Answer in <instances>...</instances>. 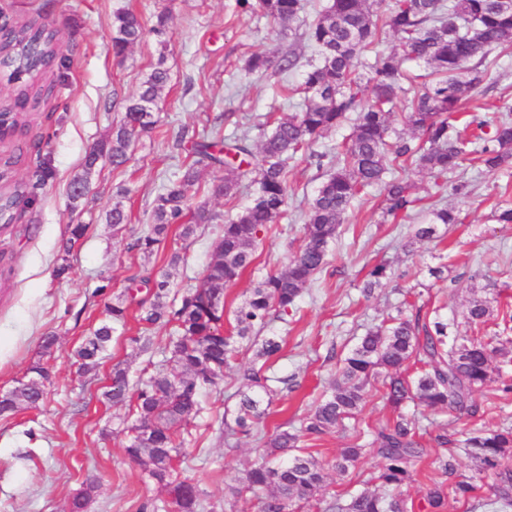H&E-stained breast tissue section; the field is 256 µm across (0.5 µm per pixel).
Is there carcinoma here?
I'll list each match as a JSON object with an SVG mask.
<instances>
[{
    "instance_id": "carcinoma-1",
    "label": "carcinoma",
    "mask_w": 512,
    "mask_h": 512,
    "mask_svg": "<svg viewBox=\"0 0 512 512\" xmlns=\"http://www.w3.org/2000/svg\"><path fill=\"white\" fill-rule=\"evenodd\" d=\"M245 11L258 12L276 26L285 28L297 18L301 0H238ZM373 0H331L309 26L307 39L319 56L309 63L296 91L305 94L304 105L279 118L267 131L259 126L256 145L248 133L234 141L195 139L194 160L183 173L168 180L156 198L152 224L137 237L132 247L143 255L153 254L169 230L181 227L187 239L194 232L186 222L187 197L197 181V167L224 169V181L213 193L231 199L247 179L253 186L252 203L227 213L222 235L205 269L200 287L182 295L180 304L168 302L170 282L148 270L128 278L130 286L106 305V318L77 350L80 370L99 364L112 341L114 326L125 324L132 305L138 321L148 328L173 329L169 337L168 366L130 388L128 367H112L111 389L105 396L118 404L133 402L136 424L124 447L125 455L152 481L164 487L177 512H205L204 494L198 485L182 477L174 465L181 443L179 430L201 412L204 388L224 378L239 351L238 344L250 339L252 330L265 327L271 312H289L306 285L329 265V249L346 220L353 201L365 190L380 187L383 212L394 219L406 217L423 201L415 183L393 175L410 162L427 171L437 191H442L448 174L465 162H478L495 170L512 164V121L488 122L473 118L480 134L476 140L462 138L454 126L455 114L483 81L481 69L489 48L512 47V0H393L387 18L373 10ZM398 37L403 57L428 66L421 86L407 100L406 121L412 136H391L389 118L406 94L401 84V58L391 53L375 62L360 58L380 42L384 29ZM145 33L141 16L120 8L112 18V50L122 56L139 43ZM57 31L45 24L22 25L0 36V67L16 77L31 78L53 71L60 62L56 49ZM170 81L169 71L158 62L141 82L139 90L125 100L119 123L111 136L85 156L84 173L72 179L71 208L77 209L90 194L88 175L100 162L114 168L124 166L137 138L151 131L157 120L155 107ZM356 113L352 135L342 151L331 159L327 153L311 151L323 132L340 126ZM301 156L317 165L328 161L331 172L308 202L303 226V245L279 271L257 281L249 296L234 311V332L224 333V288L234 284L251 265L260 234L281 218L288 208V160ZM26 195L24 185L14 183L0 189V226L12 223L14 209ZM457 218L446 207L434 206L416 230L415 237L432 238L439 224H455ZM85 224L68 225L62 240L64 253H71L84 237ZM387 264L374 265L368 272L366 294L390 278ZM147 289L145 296L137 294ZM493 315L492 301L475 298L466 319L481 325ZM56 339L47 334L41 341L42 358L28 372L42 380L50 377L47 360L54 355ZM250 366L239 371L243 387L230 432L249 434L253 424L269 415L276 389L268 385V363L281 357L282 340L269 336L254 343ZM512 362V339L500 336H455L448 322L432 323L420 315L403 314L370 327L344 358L329 394L322 397L302 419L300 430L278 429L264 442L261 462L245 470L239 485L228 488L224 506L233 508L249 492L257 496L258 512H291L297 502L318 501L326 492L325 465L299 445L300 438L318 439L356 417L364 408L370 387L396 412V417L372 431V451L382 459L378 488L362 489L346 498H336L328 512H408L400 488L418 475V465L428 449L418 437L419 424L401 412L412 401L431 410L448 409L478 415L474 394L499 374L492 365L493 354ZM419 366L418 376L409 379L408 365ZM44 399L41 385L31 380L0 395V415L35 408ZM467 454L480 473L490 479L494 503L512 507V426L483 427L464 441ZM364 453L355 443L342 450L334 468L346 477ZM434 470L449 479L435 481L426 493L425 512H445L448 499L477 498L480 486L456 474L454 456L436 454Z\"/></svg>"
}]
</instances>
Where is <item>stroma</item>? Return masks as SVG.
<instances>
[{"mask_svg":"<svg viewBox=\"0 0 512 512\" xmlns=\"http://www.w3.org/2000/svg\"><path fill=\"white\" fill-rule=\"evenodd\" d=\"M328 4L302 0L296 21L283 35L265 18L242 12L236 0H0V22L52 26L67 60L66 68L41 79L51 93L22 114L14 133L0 139V171L9 181L27 186L12 223L0 230V390L27 379L43 335L57 337L43 403L0 416V512H63L93 477L99 488L87 505L89 512H137L146 503L165 506L166 490L145 480L124 455L127 429L135 422L129 404H112L103 393L116 363L128 365L133 382L162 368L168 357V329L146 332L129 320L114 330L99 366L84 373L75 351L135 271L171 272L175 296L201 285L221 234V215L229 207L247 205L252 191L239 187L230 200L213 195L211 187L221 170H200L187 206L193 211L207 205L213 221L198 224L185 240L170 232L151 258L132 250L167 179L192 161L190 142L179 136L186 131L226 139L246 131L255 137L259 124L299 110L301 97L287 98L277 90L300 82L312 57L303 33ZM127 6L137 9L150 26L159 12H168L172 37L167 46L149 34L124 57H115L112 16ZM255 53L275 58L291 53L298 62L286 73L273 68L251 73L244 63ZM160 63L170 81L156 109L155 128L137 139L125 166L102 163L84 173L86 151L111 135L124 99ZM484 66L487 75L475 99L494 103L500 113L512 116V49H492ZM44 157L50 158L53 175L41 184L36 170ZM83 173L91 193L74 210L68 185ZM328 173L312 162L289 163L288 212L262 235L252 265L225 288L227 309L241 304L253 281L280 270L300 248L307 202ZM400 175L418 184L420 196L438 193L441 204L458 212L459 223L441 230L439 238L415 244L411 238L423 213L384 219L376 189L355 202L338 229L329 265L314 276L295 309L271 318L262 330L284 340L282 356L269 374L287 379L288 387L274 399L258 435L272 434L280 425L297 428L328 393L338 360L370 326L395 314L397 306L407 305L427 321L442 315L451 335L464 336L470 332L464 314L473 296L512 303V224L493 218L497 205L512 204V166L487 172L465 164L460 175L472 183L467 196L449 186L436 190L433 178L412 165ZM116 203L129 216L128 224L117 229L106 222ZM71 224L87 225L88 230L67 255L61 243ZM176 250L185 260L172 270L168 259ZM65 259L72 269L56 277L54 270ZM380 262L390 265L392 275L364 296L367 274ZM145 333L150 345L144 349L135 338ZM510 378L512 363L501 365L499 380L476 395L482 411L476 418L411 404L405 412L418 420L426 444L445 431L510 426L512 395L501 392L502 380ZM238 388L236 372L228 371L223 381L203 392L204 409L189 426L179 452V473L197 482L214 512H224L225 485L259 459L258 436L226 435L221 423L225 409L238 402ZM393 416L375 395L358 419L346 420L344 427L319 439L304 438L301 445L318 450L320 459L331 463L350 445L355 430L378 427Z\"/></svg>","mask_w":512,"mask_h":512,"instance_id":"1","label":"stroma"}]
</instances>
